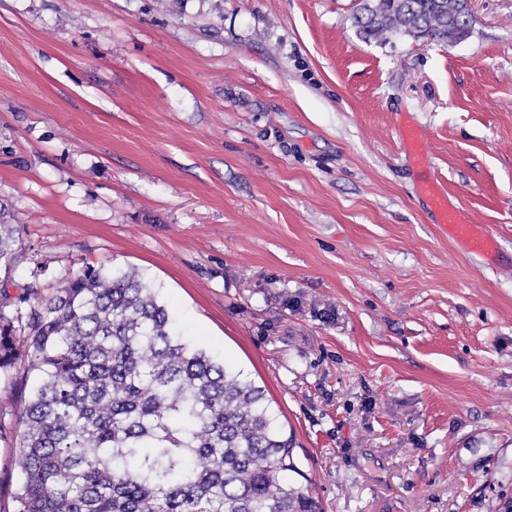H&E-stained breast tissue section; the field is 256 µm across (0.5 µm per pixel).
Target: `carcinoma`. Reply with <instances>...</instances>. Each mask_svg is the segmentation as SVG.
Masks as SVG:
<instances>
[{"label":"carcinoma","instance_id":"obj_1","mask_svg":"<svg viewBox=\"0 0 512 512\" xmlns=\"http://www.w3.org/2000/svg\"><path fill=\"white\" fill-rule=\"evenodd\" d=\"M466 0H365L367 41L455 44ZM16 227L0 222L11 268ZM27 312H22V307ZM35 373L19 423L15 512H321L265 389L178 334L135 267L92 266L42 297L0 301V374Z\"/></svg>","mask_w":512,"mask_h":512}]
</instances>
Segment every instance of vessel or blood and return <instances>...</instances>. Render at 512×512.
I'll use <instances>...</instances> for the list:
<instances>
[{
    "mask_svg": "<svg viewBox=\"0 0 512 512\" xmlns=\"http://www.w3.org/2000/svg\"><path fill=\"white\" fill-rule=\"evenodd\" d=\"M421 191L430 198L444 233L464 252L489 262L496 259L498 242L486 225L471 223L459 208L449 204L445 194L435 185L422 186Z\"/></svg>",
    "mask_w": 512,
    "mask_h": 512,
    "instance_id": "1",
    "label": "vessel or blood"
}]
</instances>
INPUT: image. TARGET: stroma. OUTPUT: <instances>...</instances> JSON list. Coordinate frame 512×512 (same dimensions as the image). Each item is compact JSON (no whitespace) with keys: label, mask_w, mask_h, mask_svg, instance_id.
<instances>
[{"label":"stroma","mask_w":512,"mask_h":512,"mask_svg":"<svg viewBox=\"0 0 512 512\" xmlns=\"http://www.w3.org/2000/svg\"><path fill=\"white\" fill-rule=\"evenodd\" d=\"M361 2L0 0V296L138 268L264 388L322 512H506L512 0L452 46L363 41ZM420 190L430 198L437 223L444 233L455 240L464 252L488 262L496 259L498 242L486 225L472 224L459 208L448 203V198L434 184L422 186ZM16 227L0 222V264H4L5 273L11 268L15 255Z\"/></svg>","instance_id":"35a3bbf8"}]
</instances>
